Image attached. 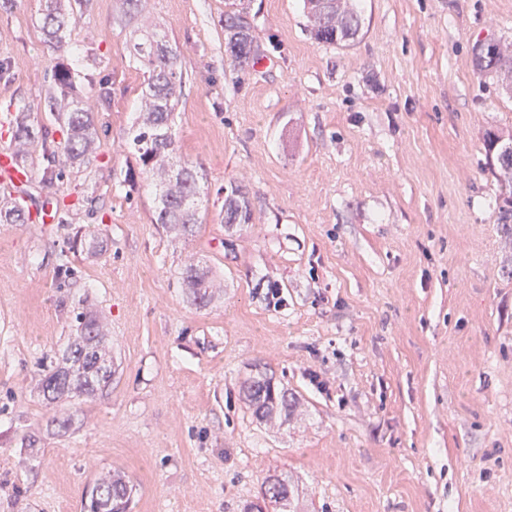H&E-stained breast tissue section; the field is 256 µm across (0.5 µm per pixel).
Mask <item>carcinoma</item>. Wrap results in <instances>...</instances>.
Returning a JSON list of instances; mask_svg holds the SVG:
<instances>
[{
    "label": "carcinoma",
    "mask_w": 512,
    "mask_h": 512,
    "mask_svg": "<svg viewBox=\"0 0 512 512\" xmlns=\"http://www.w3.org/2000/svg\"><path fill=\"white\" fill-rule=\"evenodd\" d=\"M304 9L312 22L316 39L327 44H347L361 30L358 13L345 0H303ZM88 0H45L42 30L49 43L58 49L69 47L66 41L68 18L75 8ZM226 45L233 61L244 66L257 57L251 27L241 12L227 15L224 23ZM134 56L147 69L149 77L142 90L141 109L128 129L131 148L144 170L160 179L164 186L158 199L153 221L169 232L185 237L201 223L198 203L199 176L185 163L176 170L169 168V159L177 152L171 119L178 105L181 72L178 69L180 52L170 44L163 29H155L133 44ZM473 66L477 74L495 75L502 89L512 93V52L509 46L495 38L477 43L473 49ZM46 107L55 117L62 138H49L46 127L36 128L27 112H18L12 125V152L21 165H26L30 148L41 143L42 165L39 182L45 186L59 183L70 168L87 167L93 161L99 139L93 113L85 110L83 98L76 92L74 68L63 59L56 62L51 74V91ZM488 152L495 153L494 166L502 185L509 188L507 203L512 204V136L489 131L485 136ZM222 219L226 224H244L249 220L244 196L238 187L231 188L224 199ZM29 220L21 201L10 195L0 196V223L24 224ZM184 287L198 304L211 300L214 287L212 270L207 263L191 258L182 272ZM75 336L67 349L63 363L47 370L40 379V393L51 404L61 405L75 397H94L112 383V355L106 344L107 329L91 311L75 314ZM250 397L256 413L268 418L277 407V395L270 382L254 379ZM106 492L105 497L89 495L84 505L87 512H125L131 488L122 477L111 476L95 484ZM293 489L287 479H268L261 490V499L279 512H287Z\"/></svg>",
    "instance_id": "obj_1"
}]
</instances>
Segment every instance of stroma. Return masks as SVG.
Returning <instances> with one entry per match:
<instances>
[{
	"label": "stroma",
	"mask_w": 512,
	"mask_h": 512,
	"mask_svg": "<svg viewBox=\"0 0 512 512\" xmlns=\"http://www.w3.org/2000/svg\"><path fill=\"white\" fill-rule=\"evenodd\" d=\"M353 4L342 47L314 39L302 0H148L180 49L177 158L201 176L187 238L154 223L160 187L126 142L147 78L137 21L120 0L74 14L99 149L56 187L24 186L30 212L58 202L66 223L0 224V512H83L113 471L128 512H244L280 473L294 512H512V235L484 145L512 129V95L472 64L478 41L512 44V0ZM240 7L256 65L225 43ZM43 9L0 8V116L51 128ZM232 183L248 223L221 220ZM192 257L220 284L204 307L181 280ZM79 305L105 323L114 374L64 427L38 384ZM259 375L290 412L253 415Z\"/></svg>",
	"instance_id": "1"
}]
</instances>
